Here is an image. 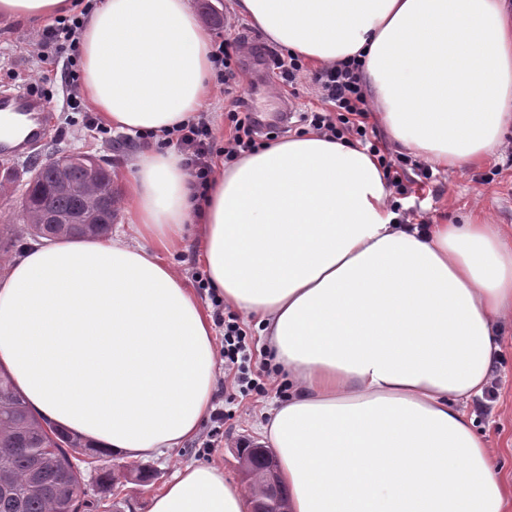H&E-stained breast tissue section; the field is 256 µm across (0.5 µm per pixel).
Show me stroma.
Wrapping results in <instances>:
<instances>
[{
	"label": "stroma",
	"mask_w": 512,
	"mask_h": 512,
	"mask_svg": "<svg viewBox=\"0 0 512 512\" xmlns=\"http://www.w3.org/2000/svg\"><path fill=\"white\" fill-rule=\"evenodd\" d=\"M42 21H25L0 16V89L14 87L13 73H29L42 78L43 73L25 53L29 42L45 29ZM239 38L249 47L240 54V69L245 86L251 87L252 107L276 114L284 104L318 106L319 101L309 83H299L297 88L281 87L280 79L269 67L266 56L252 52L255 44L265 43L266 37L255 26L240 29ZM44 139L54 142L60 154H86L104 157L112 163V185L122 191L125 185L123 167L139 149L138 138L114 129L109 134H96L75 125L70 113L54 110L44 123ZM403 209L415 215H424L433 224L461 223L473 208H480L500 224L504 233H512V153L478 167H467L456 174L441 175L438 181L426 187L419 196L401 201ZM502 351L496 363L491 383L495 399L479 398L470 403L477 429L484 433L500 453L502 475L512 482V331L504 330L501 336ZM276 392L265 397H249L243 401L226 404L224 386L216 384L212 394V408L230 407L232 415L225 419L220 444L211 453L203 448L212 435V420H204L191 441L179 448L166 449L156 459L144 462L119 457L107 452L76 449L72 461L85 483L88 498L97 503L96 512H149L151 500L157 491L172 479L175 472L193 464L213 463L223 468L225 474L240 483L250 485V478L239 466L236 447L240 441L263 443L260 426L266 419V410ZM149 471L147 481H139V470ZM110 471L114 477L111 485L100 486L97 476Z\"/></svg>",
	"instance_id": "1"
}]
</instances>
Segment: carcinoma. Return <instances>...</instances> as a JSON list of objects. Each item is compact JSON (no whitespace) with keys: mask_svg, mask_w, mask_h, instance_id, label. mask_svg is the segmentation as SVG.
Here are the masks:
<instances>
[{"mask_svg":"<svg viewBox=\"0 0 512 512\" xmlns=\"http://www.w3.org/2000/svg\"><path fill=\"white\" fill-rule=\"evenodd\" d=\"M62 178L73 191L58 190ZM111 181L106 158L83 156L55 164L34 159L32 177L25 181L21 199L26 235L37 240L107 233V224H71L62 230L39 220L48 206L61 213L80 214L87 202L100 196L95 188ZM88 447L79 436L41 424L10 378L0 373V449L4 450L0 466L5 467L10 485L9 490L0 491V512H89L94 503L86 498L71 461V451Z\"/></svg>","mask_w":512,"mask_h":512,"instance_id":"1","label":"carcinoma"}]
</instances>
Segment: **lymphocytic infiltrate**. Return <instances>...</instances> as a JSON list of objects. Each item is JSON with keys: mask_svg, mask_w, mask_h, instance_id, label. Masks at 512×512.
I'll use <instances>...</instances> for the list:
<instances>
[{"mask_svg": "<svg viewBox=\"0 0 512 512\" xmlns=\"http://www.w3.org/2000/svg\"><path fill=\"white\" fill-rule=\"evenodd\" d=\"M94 8L93 0H86L80 11L57 19L55 25L44 29L34 57L39 67L59 69L63 109L79 113L83 128L91 132L98 130L99 124L81 92L79 33ZM239 49V38L228 37L215 44L211 55L215 67L214 82L231 100V108L224 114L228 137L217 140L211 120L203 113L163 135L164 146L174 148L181 155L184 167L201 192L206 191L211 182L216 159L233 163L284 129L278 123L260 119L258 113L252 111L248 103L249 93L241 86ZM266 54L286 84H294L300 74H309L322 102L321 107L297 113L295 122L289 127L291 130L309 129L367 146L382 166L389 186L398 193H407L412 184L424 187L434 182L431 166L401 157L391 158L381 146L368 122L369 109L362 88L359 60L339 62L310 73L298 56L274 48L267 49ZM211 300L215 319L224 329L219 355L231 385L230 393L225 396L226 402H234L240 395H265L266 381L274 373V365L270 359L259 358L251 344V334L242 327L238 315L225 310L223 298L215 293Z\"/></svg>", "mask_w": 512, "mask_h": 512, "instance_id": "obj_1", "label": "lymphocytic infiltrate"}]
</instances>
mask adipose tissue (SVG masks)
<instances>
[{
	"label": "adipose tissue",
	"mask_w": 512,
	"mask_h": 512,
	"mask_svg": "<svg viewBox=\"0 0 512 512\" xmlns=\"http://www.w3.org/2000/svg\"><path fill=\"white\" fill-rule=\"evenodd\" d=\"M280 48L362 61L388 135L447 171L512 127V0H237ZM73 0H0L42 21ZM83 94L103 122L157 135L213 90L211 32L189 0H101L80 35ZM122 233L63 239L0 278V367L33 414L146 460L193 439L216 383L215 323L165 255L199 227L212 288L258 317L292 390L262 434L290 512H506L512 484L475 429L512 324V243L474 211L405 224L376 157L311 131L242 157L204 196L172 150L129 163ZM221 467L190 465L150 512H251Z\"/></svg>",
	"instance_id": "ef3b65f1"
}]
</instances>
